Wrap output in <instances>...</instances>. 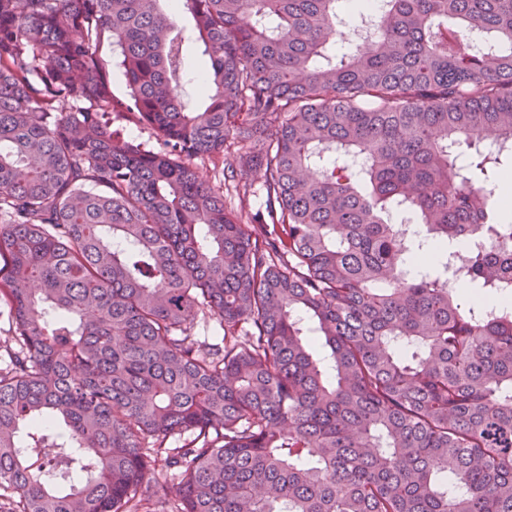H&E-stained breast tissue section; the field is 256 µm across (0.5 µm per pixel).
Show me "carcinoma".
<instances>
[{
	"label": "carcinoma",
	"instance_id": "carcinoma-1",
	"mask_svg": "<svg viewBox=\"0 0 512 512\" xmlns=\"http://www.w3.org/2000/svg\"><path fill=\"white\" fill-rule=\"evenodd\" d=\"M161 2L0 0V512H512V0ZM202 49L201 43L193 40L186 42L183 50L187 80L186 94L193 107L197 106L202 99L197 92L199 87L197 75L202 70ZM112 127L117 128L119 132H124L130 137L143 142L147 145L155 144L153 134L147 129H140L125 117L112 114Z\"/></svg>",
	"mask_w": 512,
	"mask_h": 512
}]
</instances>
